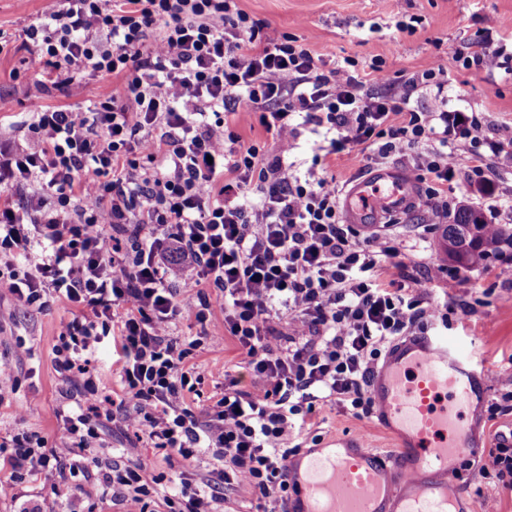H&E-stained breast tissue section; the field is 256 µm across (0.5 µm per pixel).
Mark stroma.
<instances>
[{"label":"stroma","instance_id":"35a3bbf8","mask_svg":"<svg viewBox=\"0 0 512 512\" xmlns=\"http://www.w3.org/2000/svg\"><path fill=\"white\" fill-rule=\"evenodd\" d=\"M240 9L267 24V36L288 33L299 37L324 60L354 57L360 64L384 59L389 70L410 75L431 61H439L448 75V108L481 113L492 125L512 123V75L504 71L459 69L456 58L471 38L484 35L491 45L512 52V31L501 28L482 33V19L494 16L512 21V0H238ZM41 0H0V143L21 142L35 112L47 106L81 108L111 96L119 88L116 79L85 78L67 87L53 85L46 75L26 68L29 55L21 33L40 16ZM418 17L415 32H402L398 21ZM489 181L478 186L462 183L458 202L477 210L501 207L499 223L512 224V150L489 158ZM431 217L414 209L396 226V243L410 272L420 275L432 265H447L439 233H423ZM216 320L201 330L191 314L176 322L174 335L182 341L198 340L187 357L197 368L200 381L186 401L208 405L221 396L226 380H238L241 389L261 394L262 383L249 371L234 340L225 336L220 319L224 313L220 295H212ZM469 305L465 319H458V305ZM448 324L443 332L471 355L477 367L488 370L486 403L501 402L512 392V257L497 261L494 276L482 268H457L448 280ZM76 312L64 302L49 299L44 308L18 305L7 289L0 288V371L12 374L18 391L0 402V437L34 433L47 447L58 446L59 414L69 402L61 396L65 383L56 372L53 349ZM368 436L383 453L395 451L393 437L375 429L368 416L356 417L339 408L318 409L300 437L302 447L325 446L336 438ZM82 455L90 469L80 475V493L67 484L53 485L44 476H29L12 483L0 474V512H21L38 505L41 512H122L123 507L106 493L98 480L101 467L114 463L139 464L162 476L161 490H179L181 471L207 474L217 467L212 452L192 462L168 463L152 442L125 428L109 425L87 445ZM459 489L474 500H487L495 512H512V492L478 470L457 481Z\"/></svg>","mask_w":512,"mask_h":512}]
</instances>
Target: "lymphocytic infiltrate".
Returning a JSON list of instances; mask_svg holds the SVG:
<instances>
[{
	"mask_svg": "<svg viewBox=\"0 0 512 512\" xmlns=\"http://www.w3.org/2000/svg\"><path fill=\"white\" fill-rule=\"evenodd\" d=\"M263 28L237 0H44L23 29L28 68L56 86L123 83L86 109L37 112L26 145L0 147V186L27 191L23 207L0 203V288L23 306L52 294L78 309L54 363L83 396L61 415L58 447L28 433L0 442L11 479L87 471L78 446L98 438L100 420L118 419L181 461L207 449L219 460L206 476L183 475L167 512H214L227 486L278 504L298 491L286 477L290 445L316 407L370 414L369 376L387 345L447 322L426 300L447 288L446 268L416 277L391 235L361 237L324 166L354 148L406 162L422 206L444 218L456 175L483 183L487 150L512 147V126L448 111L439 61L408 77L380 59L329 64ZM427 89L430 105L416 106ZM236 101L258 112L274 151L228 131L224 110ZM297 114L324 132L313 159L323 174L292 170ZM181 269L195 292L179 293ZM213 291L263 393L230 384L194 408L189 349L172 328L184 311L210 325ZM109 342L121 362L118 403L100 394L91 367ZM474 466L512 490V436L463 463ZM99 481L124 512H147L157 492L140 466L112 465Z\"/></svg>",
	"mask_w": 512,
	"mask_h": 512,
	"instance_id": "lymphocytic-infiltrate-1",
	"label": "lymphocytic infiltrate"
}]
</instances>
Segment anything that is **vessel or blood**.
<instances>
[{
	"label": "vessel or blood",
	"mask_w": 512,
	"mask_h": 512,
	"mask_svg": "<svg viewBox=\"0 0 512 512\" xmlns=\"http://www.w3.org/2000/svg\"><path fill=\"white\" fill-rule=\"evenodd\" d=\"M417 200L413 178L401 169H372L352 181L343 206L349 224H378ZM488 374L446 336H406L373 369L368 389L374 425L397 442L385 455L366 438H337L330 452L309 448L288 462L299 493L292 512H478L461 495L455 469L477 452L476 415Z\"/></svg>",
	"instance_id": "obj_1"
}]
</instances>
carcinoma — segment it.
<instances>
[{
  "label": "carcinoma",
  "mask_w": 512,
  "mask_h": 512,
  "mask_svg": "<svg viewBox=\"0 0 512 512\" xmlns=\"http://www.w3.org/2000/svg\"><path fill=\"white\" fill-rule=\"evenodd\" d=\"M441 239L448 259L473 267L512 250V225L490 226L477 211L462 207L452 223L444 226Z\"/></svg>",
  "instance_id": "1"
}]
</instances>
